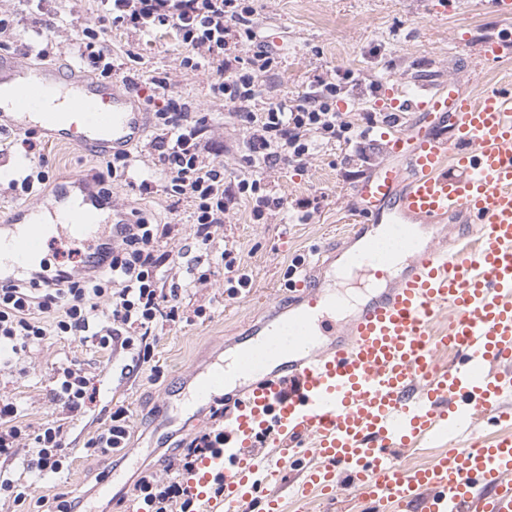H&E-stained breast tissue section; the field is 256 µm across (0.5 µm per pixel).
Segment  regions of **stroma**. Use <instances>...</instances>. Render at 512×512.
I'll list each match as a JSON object with an SVG mask.
<instances>
[{"label": "stroma", "instance_id": "35a3bbf8", "mask_svg": "<svg viewBox=\"0 0 512 512\" xmlns=\"http://www.w3.org/2000/svg\"><path fill=\"white\" fill-rule=\"evenodd\" d=\"M257 11L261 35L280 48L279 75L274 85L261 86L262 100H297L310 91L315 76L339 79L353 72L355 83L346 85L336 103L354 125L350 138L317 142L303 164L268 172L282 204L265 223H253L244 202L225 214L208 251L212 275L185 294L192 305L206 307L208 318L155 329L149 337L152 358L136 374L123 371L126 353L56 336L30 348L23 360L0 367V397L12 400L24 422L35 428L53 417L49 393L61 364L75 363L99 390L90 410L65 421L70 467L64 474H37L20 458L0 464L7 477L26 486L27 512H34L37 500L59 493L80 500L84 512H127L125 503L140 470L147 467L158 478H168L169 458L179 441L213 424L210 409H181L186 374L223 358L225 342L266 320L269 303H287L292 282L316 262L319 249L341 242L347 233L357 206L354 184L386 158L378 130L386 115L387 89L418 92L452 80L476 96L512 81V40L497 61L479 56V41L499 30L496 17L479 0L445 9L440 0H259ZM0 14L15 20L13 30L0 34V55L24 64L80 67L79 35L95 20L88 0H0ZM105 40L122 64L121 75L135 79L142 95L150 93L149 74L168 73L172 92L207 113L212 144L221 149L229 173H237L247 131L233 116L231 104L210 98L211 74L181 69V49L168 34L149 38L111 29ZM129 49L134 57H126ZM24 137L22 131L0 129V215L27 202L53 210L72 190L75 177L93 178L104 165L102 158L40 133L34 140L43 152L26 151ZM130 155L131 177L147 181L149 190L133 194L115 185V206L139 210L150 223L172 225L169 249L191 243L192 206L186 201L170 210L165 174L149 141L133 147ZM40 171L47 177L45 184L35 185L28 195L16 189V181ZM96 247L93 241L58 239L46 246L39 262L51 272L76 267ZM226 249L239 253L252 278L250 288L234 297L225 290L224 267L217 262ZM120 405L129 410L126 447L107 457L90 455L87 439L108 424L110 409ZM165 406L174 422L159 434L154 416ZM106 478L113 483L112 495L97 498V487Z\"/></svg>", "mask_w": 512, "mask_h": 512}]
</instances>
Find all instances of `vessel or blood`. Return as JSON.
I'll use <instances>...</instances> for the list:
<instances>
[{
    "mask_svg": "<svg viewBox=\"0 0 512 512\" xmlns=\"http://www.w3.org/2000/svg\"><path fill=\"white\" fill-rule=\"evenodd\" d=\"M502 33L480 53L501 55L512 34V0H483ZM0 125L35 130L107 157L128 151L150 116L124 85L75 68L23 66L0 56ZM405 120L381 130L386 161L354 187L358 222L331 247L340 263H317L293 285L289 305L269 306L270 324L233 344L234 362L185 380L195 404L218 399L228 385L236 414L224 446L199 460L185 483L206 512H309L313 497L354 492L374 512H512V433L474 440L477 421L512 423V84L474 97L451 84L436 91L387 92ZM76 208L45 229L32 206L0 226V283L31 272L52 234L79 241L97 234L104 199L76 178ZM470 224L476 248L432 247L406 262L382 255L391 231L411 238L423 224ZM371 276L365 300L342 325L345 300L325 281ZM450 318L441 334L432 324ZM443 349L452 367L436 366ZM467 437L430 463L409 469L401 455L424 439ZM312 447L315 463L302 450ZM300 465L290 500L271 492L284 470Z\"/></svg>",
    "mask_w": 512,
    "mask_h": 512,
    "instance_id": "b4317fda",
    "label": "vessel or blood"
}]
</instances>
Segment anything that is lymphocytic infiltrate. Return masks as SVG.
<instances>
[{"label":"lymphocytic infiltrate","mask_w":512,"mask_h":512,"mask_svg":"<svg viewBox=\"0 0 512 512\" xmlns=\"http://www.w3.org/2000/svg\"><path fill=\"white\" fill-rule=\"evenodd\" d=\"M95 2L98 24L81 31V61L107 78L118 67L105 44V29H134L148 36L170 33L183 49L180 67L214 72L212 99L233 104L237 120L247 129L241 159L250 172L235 179L201 139L208 128L207 114L191 113L181 96L170 92L167 74L152 76L153 96L162 102L154 110L152 146L168 176L171 208H178L185 199L193 204L195 247L207 248L214 226L223 223L231 205L248 203L257 224L264 221L267 210L280 207L265 174L282 163L302 161L310 151V135L340 139L350 132V124L336 110V83L319 76L301 100L259 105L258 85L276 79L278 54L260 39L255 0ZM172 232L171 225L139 218L123 225L116 242L100 248L101 258L108 261L105 269L60 270L48 279L34 276L17 284H1L0 361L20 359L30 346L47 337L74 336L103 350L129 353L132 362H148L152 349L147 337L152 330L190 313L204 314L200 308L187 311L182 287L164 283L165 266L176 260L164 248ZM103 304L109 309L104 320L98 316ZM95 396V388L80 369L58 368L53 401L63 412H84ZM127 419V409L117 407L107 427L86 441V448L101 457L122 448L128 436ZM223 440L224 430L218 427L179 442L170 460L175 478L163 481L150 472L138 478L134 491L140 512H192L194 502L182 477ZM25 448L31 451L28 468L39 473L58 474L70 465L61 424L50 420L28 430L19 420L17 405L0 399V459H15Z\"/></svg>","instance_id":"lymphocytic-infiltrate-1"}]
</instances>
